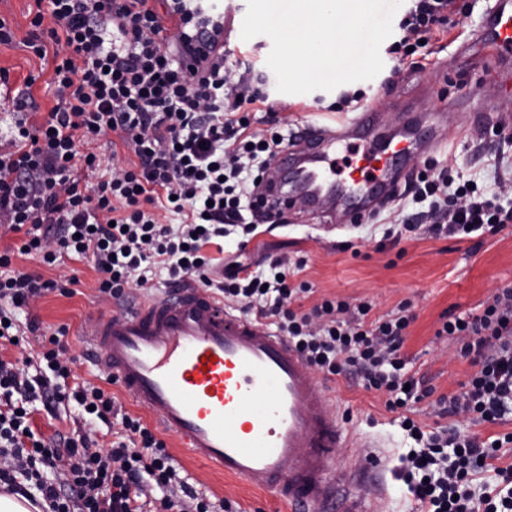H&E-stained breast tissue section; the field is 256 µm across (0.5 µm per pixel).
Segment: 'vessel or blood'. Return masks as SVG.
Instances as JSON below:
<instances>
[{"instance_id": "obj_1", "label": "vessel or blood", "mask_w": 512, "mask_h": 512, "mask_svg": "<svg viewBox=\"0 0 512 512\" xmlns=\"http://www.w3.org/2000/svg\"><path fill=\"white\" fill-rule=\"evenodd\" d=\"M496 50L512 52V0H495L482 27ZM372 108L332 127L298 128L279 171L307 158L306 193L267 194L279 209H344L357 224L394 198L396 165L425 152L410 132L382 139ZM349 154L337 177L333 155ZM101 366L140 407L156 415L192 458L288 500L295 512H376L350 467L338 464L343 428L329 387L287 339L235 313L194 283L163 302L143 301L100 318L91 333Z\"/></svg>"}]
</instances>
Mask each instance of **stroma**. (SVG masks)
Masks as SVG:
<instances>
[{
  "mask_svg": "<svg viewBox=\"0 0 512 512\" xmlns=\"http://www.w3.org/2000/svg\"><path fill=\"white\" fill-rule=\"evenodd\" d=\"M209 2L228 23L224 38L227 65L247 69L253 87L276 104L282 117L275 125L255 123V130L272 129L286 135L302 124L332 125L353 117L354 108L340 105V96L347 90L361 93V105L388 113L394 123L409 107H445L447 141L426 159L451 166L464 177L476 179L478 185L493 184L495 155L512 158V126L506 136L496 137L492 134L496 118L477 119L462 126L447 108L448 103L482 95L495 97L503 112L512 114V84L501 82L500 61L478 37L487 8L485 0H458L456 11L448 17L450 34L431 38L410 60L399 54L402 31L393 27L380 47L384 67L375 78L348 83L342 90L306 94H286L268 85L273 75L267 65L271 39L258 35L246 41L236 33L235 22L245 16L247 0ZM33 6V0H0V17L10 22L15 33L12 45H0V69L9 72V83L0 92V134H9L21 118L14 99L27 76L36 78L32 87L38 107L34 121H42L55 104L47 87L49 67L23 44ZM387 209L401 211L410 226L395 241L385 239L383 220L330 230L320 214L298 207L288 213L285 223L259 224L246 248L238 246L241 232L230 233L223 249L243 251L251 262L265 256L291 262L304 259V270L292 281H304L311 287L302 301L306 311L325 298H350L370 303V316L375 319L408 304L414 319L402 348L406 370L433 387V396L390 411L385 406L386 395L366 390L354 372L330 375L326 381L348 436L347 447L338 451L339 459L357 469L365 493L375 498L381 512H421L400 475L401 457L416 446L401 421L410 417L427 430L454 425L466 428L461 418L441 417L434 411L436 396L455 393L473 372L468 361L457 357L456 342L437 338L436 332L446 319L481 312L496 288L512 284V223L493 235L432 238L424 233L421 205L410 202L402 208L393 201ZM13 264L21 271H41L45 278L62 284L73 276L79 279L72 294H48L14 315L22 329L32 320L47 331L67 327L64 342L73 363L65 387L85 382L102 387L116 397L124 413L154 427L145 410L136 408L118 387L105 382L100 366L92 360L89 334L100 317L116 312L117 305L99 292V275L90 263L69 255L51 267L20 256L14 257ZM29 410L35 435L46 440L55 432L71 431L81 414L73 402L60 405L52 415L38 401L30 403ZM166 449L181 481L209 501L212 512H290L274 492L256 490L244 481L214 473L190 459L174 440H167ZM368 454L374 457V465L361 467V459Z\"/></svg>",
  "mask_w": 512,
  "mask_h": 512,
  "instance_id": "35a3bbf8",
  "label": "stroma"
}]
</instances>
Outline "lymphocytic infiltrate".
<instances>
[{
	"instance_id": "obj_1",
	"label": "lymphocytic infiltrate",
	"mask_w": 512,
	"mask_h": 512,
	"mask_svg": "<svg viewBox=\"0 0 512 512\" xmlns=\"http://www.w3.org/2000/svg\"><path fill=\"white\" fill-rule=\"evenodd\" d=\"M26 46L53 56L48 82L56 104L40 123L18 121L0 144V228L19 235L26 256L53 265L59 254L89 259L101 293L119 299L142 288L139 270L152 262L173 283L195 282L225 305H239L251 319L274 320L276 333L294 344L314 369L331 375L352 367L366 389L387 394L396 410L431 393L404 372L401 353L411 317L406 307L386 319H370L372 306L323 300L310 311L293 309L307 283L288 280L283 259L268 273L214 266L202 253L226 227L252 239L258 216V184L271 176L284 148L274 135L250 131L248 106H266L245 74L224 63V17L210 15L201 0H34ZM455 0H412L402 41L417 47L443 29ZM110 137L112 150L129 160L114 163L94 184L79 172L94 168L90 146ZM416 202H428L429 231L481 235L512 223V178H497L491 192L465 180L449 189L447 172L425 180ZM178 225L162 222V215ZM54 280L13 269L0 252V338L9 340L7 308L20 309L56 290ZM441 335L458 340L459 355L473 373L458 392L440 396L439 415L473 424H497L512 415V285L497 289L482 313L444 321ZM51 334L42 354L50 376L29 378L0 360V491L26 495L33 482L47 512H142L149 485L164 488L158 512H209L191 490L173 488L176 471L163 440L140 418L122 416L124 438L100 447L78 425L47 441L35 436L27 403L48 412L73 401L108 421L114 396L94 385L67 392L59 384L71 369ZM408 431L419 443L405 456V478L426 512H512V464L501 465L512 432L481 437L456 427ZM493 472L482 493L472 481Z\"/></svg>"
}]
</instances>
